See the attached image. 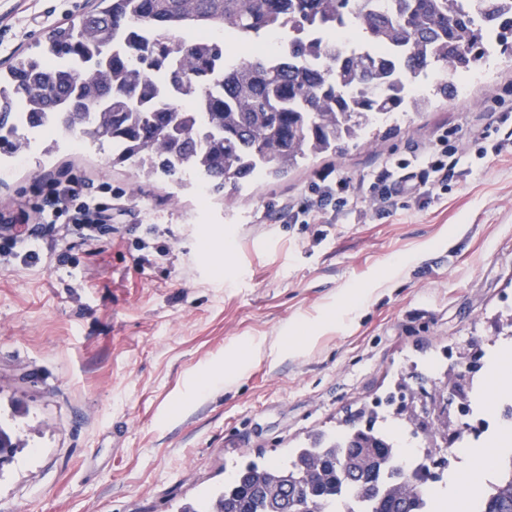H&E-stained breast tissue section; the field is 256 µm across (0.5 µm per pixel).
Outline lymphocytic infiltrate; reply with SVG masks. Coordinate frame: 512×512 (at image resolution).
<instances>
[{"label": "lymphocytic infiltrate", "instance_id": "lymphocytic-infiltrate-1", "mask_svg": "<svg viewBox=\"0 0 512 512\" xmlns=\"http://www.w3.org/2000/svg\"><path fill=\"white\" fill-rule=\"evenodd\" d=\"M477 146L480 156L501 155L512 145V114H492L489 123L460 143L454 130L446 129L434 141L415 148L412 158L386 159L367 180L351 183L334 168L315 173L305 195L283 205L281 217L287 224H331L349 214L386 218L396 211L400 200L410 198L428 205L435 190L447 189L456 175L459 154ZM40 223L83 224L88 229L111 223L124 213V196H100L90 184L73 179L53 181L34 206Z\"/></svg>", "mask_w": 512, "mask_h": 512}]
</instances>
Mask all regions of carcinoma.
Here are the masks:
<instances>
[{
	"mask_svg": "<svg viewBox=\"0 0 512 512\" xmlns=\"http://www.w3.org/2000/svg\"><path fill=\"white\" fill-rule=\"evenodd\" d=\"M93 0L78 23L19 53L0 74V155L20 147L16 113L48 114L83 140L112 144V164L136 159L148 175L190 170L209 196L230 200L256 178L282 179L320 154L343 155L369 128L423 110L416 86L435 70L434 91L455 95L453 77L495 54L512 56V0ZM349 20L383 56L334 43L294 41L242 56L228 36L268 44L282 30ZM79 101L85 111L67 108ZM453 363L438 375L468 405L474 371ZM426 388L400 379L335 433L320 431L288 462L235 465L221 492L181 512H325L348 494L366 512H422L438 474L397 481L384 471L398 455L381 422L416 426ZM478 512H512V459L484 490Z\"/></svg>",
	"mask_w": 512,
	"mask_h": 512,
	"instance_id": "cac0c4a2",
	"label": "carcinoma"
}]
</instances>
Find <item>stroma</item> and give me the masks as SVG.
I'll return each mask as SVG.
<instances>
[{"label": "stroma", "instance_id": "obj_1", "mask_svg": "<svg viewBox=\"0 0 512 512\" xmlns=\"http://www.w3.org/2000/svg\"><path fill=\"white\" fill-rule=\"evenodd\" d=\"M89 5L0 0V69ZM464 82L377 143L256 180L230 204L143 178L138 162L113 165L106 147L36 143L0 180V216L30 211L39 178L109 186L131 205L91 241L74 224L19 225L39 236L38 258L0 257V417L20 422L0 512H179L221 489L233 463L280 458L335 430L412 364L461 343L512 371V337L494 326L512 312V155L467 151L464 177L387 218L280 220L316 171L357 180L440 126L465 138L481 112L512 113V57H489ZM356 288L371 300L336 321ZM279 336L280 352L250 361L246 345ZM228 367L241 370L235 382L203 389Z\"/></svg>", "mask_w": 512, "mask_h": 512}]
</instances>
